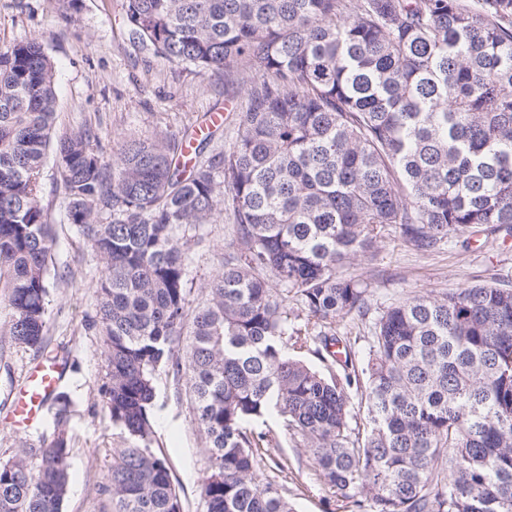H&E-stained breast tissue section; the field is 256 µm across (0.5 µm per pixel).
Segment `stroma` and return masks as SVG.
Listing matches in <instances>:
<instances>
[{"label": "stroma", "mask_w": 512, "mask_h": 512, "mask_svg": "<svg viewBox=\"0 0 512 512\" xmlns=\"http://www.w3.org/2000/svg\"><path fill=\"white\" fill-rule=\"evenodd\" d=\"M33 37L43 43L55 65L58 128H92L108 162L130 140L198 129L208 114L224 110L239 94L238 88H225L222 75L199 74L131 43L121 0H77L69 20L61 15L60 0H0V44ZM41 204L52 227L56 275L41 349L0 344V462L21 448L52 439L60 428L49 405L29 426H15L12 401L32 366L50 357L63 359L59 389L71 400L68 420L61 427L70 438L63 512H111L96 489L106 480L114 450L126 447L129 438L113 424L101 397L107 369L95 314L103 264L68 221L64 184L52 155L43 169ZM231 227L229 217L216 218L207 226L205 245L193 248L189 309L206 301ZM504 271H512V238L492 236L484 243L466 244L455 237L435 251L420 253L395 230H387L375 250L347 269L370 285L369 315L337 320L336 333L349 338L357 362H364L372 319L386 307L409 295H438ZM154 416L152 449L167 455L185 512H204L208 444L185 382L165 372L158 375ZM279 440L293 464L288 490L295 512H344L343 502L317 479L307 449L285 434Z\"/></svg>", "instance_id": "1"}]
</instances>
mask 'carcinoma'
<instances>
[{"mask_svg":"<svg viewBox=\"0 0 512 512\" xmlns=\"http://www.w3.org/2000/svg\"><path fill=\"white\" fill-rule=\"evenodd\" d=\"M121 8L141 50L236 78L242 95L228 148L204 154L211 131L134 140L109 165L92 129L57 131L43 44L0 46L3 335L43 341L54 265L40 198L52 149L68 219L104 266L103 403L132 438L101 494L115 512H184L168 459L150 451L155 380L167 370L186 378L209 441L207 512H295L287 486L257 472L279 440L247 424L271 415L350 512H512L509 276L387 307L360 378L331 333L337 318L368 314V285L344 268L388 227L422 253L458 235H512V0ZM227 210L234 239L190 318L188 243ZM354 387L369 419L361 433ZM69 453L61 428L0 462V512H62Z\"/></svg>","mask_w":512,"mask_h":512,"instance_id":"cac0c4a2","label":"carcinoma"}]
</instances>
